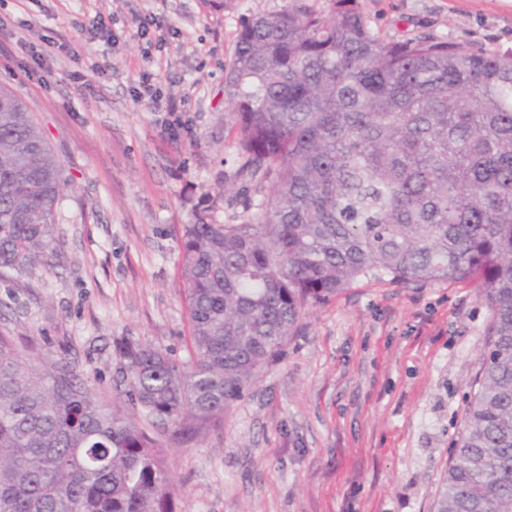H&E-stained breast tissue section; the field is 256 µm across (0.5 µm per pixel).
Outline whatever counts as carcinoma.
Returning <instances> with one entry per match:
<instances>
[{"label": "carcinoma", "instance_id": "1", "mask_svg": "<svg viewBox=\"0 0 512 512\" xmlns=\"http://www.w3.org/2000/svg\"><path fill=\"white\" fill-rule=\"evenodd\" d=\"M237 223L182 225L186 358L126 342L119 410L0 334V512H174L170 444L220 425L311 307L362 280L466 283L489 310L434 512H512V49L384 42L360 0L248 19L224 74ZM68 181L0 82V273L52 266Z\"/></svg>", "mask_w": 512, "mask_h": 512}]
</instances>
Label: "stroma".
I'll return each mask as SVG.
<instances>
[{
    "instance_id": "1",
    "label": "stroma",
    "mask_w": 512,
    "mask_h": 512,
    "mask_svg": "<svg viewBox=\"0 0 512 512\" xmlns=\"http://www.w3.org/2000/svg\"><path fill=\"white\" fill-rule=\"evenodd\" d=\"M292 3L0 0V82L69 181L53 268L0 280V333L110 398L121 342L186 356L179 230L246 197L224 70L244 19ZM361 4L387 42L512 47V0ZM147 83L180 112L148 107ZM488 318L464 283L362 281L313 307L223 424L171 450L176 512H433Z\"/></svg>"
}]
</instances>
